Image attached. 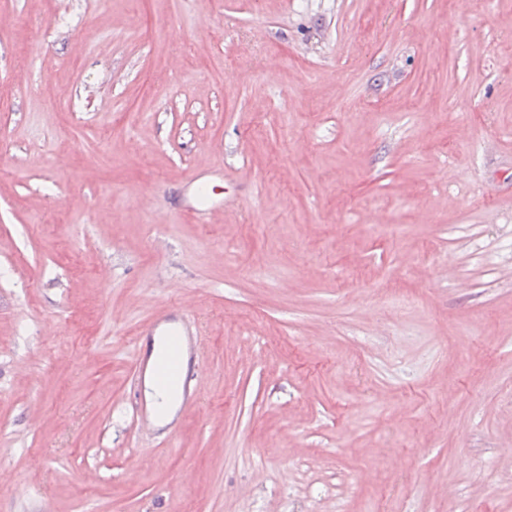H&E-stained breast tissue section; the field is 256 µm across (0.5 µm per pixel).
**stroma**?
Segmentation results:
<instances>
[{
    "instance_id": "obj_1",
    "label": "stroma",
    "mask_w": 512,
    "mask_h": 512,
    "mask_svg": "<svg viewBox=\"0 0 512 512\" xmlns=\"http://www.w3.org/2000/svg\"><path fill=\"white\" fill-rule=\"evenodd\" d=\"M1 12L0 512H512V0ZM180 307H172V312L145 328L147 335L164 336L162 357L149 369V375L155 386L168 392L171 386L180 391V407L190 405L195 384L190 368L197 367L196 374H203L198 360L196 341L191 337L188 327L180 317Z\"/></svg>"
}]
</instances>
